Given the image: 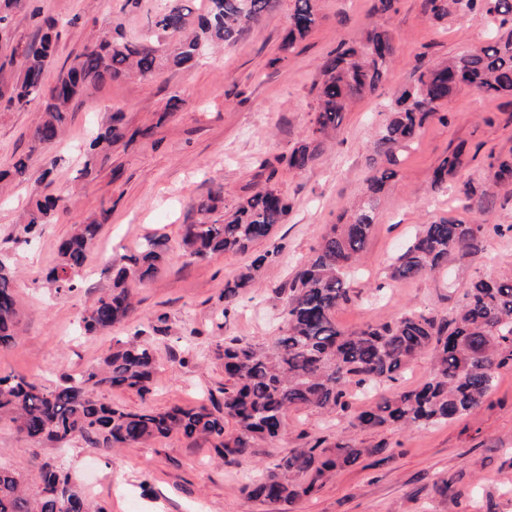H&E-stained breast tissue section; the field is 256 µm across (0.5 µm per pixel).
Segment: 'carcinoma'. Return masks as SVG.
Here are the masks:
<instances>
[{
  "instance_id": "obj_1",
  "label": "carcinoma",
  "mask_w": 512,
  "mask_h": 512,
  "mask_svg": "<svg viewBox=\"0 0 512 512\" xmlns=\"http://www.w3.org/2000/svg\"><path fill=\"white\" fill-rule=\"evenodd\" d=\"M318 0H291L288 33L276 61L288 59L297 41L317 22ZM276 0H207L198 16L199 32L186 34L196 12V0H164L151 21L157 37L175 41L172 53L162 56L148 43H133L123 34L101 37L74 57L55 81L46 83L47 69L58 42L56 22L42 19L39 38L13 42L7 65L17 71L12 80H0V102L16 109L43 101L31 131L34 144L46 147L62 135L73 102L89 86L135 78L152 80L166 68L190 69L205 49L230 45L255 27L275 8ZM484 11L512 22V0H424V13L434 22L453 11ZM395 55V38L373 25L357 42H343L320 66L318 106L312 119L314 139L303 142L288 156V167L305 170L324 140L336 135L349 103L375 91L383 82ZM461 85L477 93L512 95V28L492 36L479 49L465 51L447 63L420 72L391 105L386 122L371 144L372 174L365 202L346 222L334 224L321 237L313 254L301 263L288 283L284 314L286 327L272 350L238 340L224 343V401L212 409L173 406L162 412H131L103 402L101 389L122 388L142 396L151 393L157 373L154 350L143 331L118 339L100 367L78 378H66L47 387L24 376L0 375V419H8L26 438L65 445L80 436L110 453L125 445L179 434L187 440L212 441L214 452L226 464H239L257 454L260 443L280 441L287 432L288 414L305 408L323 415L352 412L357 431L411 428L445 423L481 407L497 370L512 362V273L496 280L473 279L464 285V303L448 320L423 312H406L390 321L345 330L336 324V310L357 294L348 283L347 269L362 258L372 232L380 198L396 177L397 151L412 143L424 125ZM125 137L122 118L114 116L93 138V148L110 147ZM471 162L459 145L442 157L433 171L431 189L448 192V179ZM493 184L465 189L462 208L485 214L497 189L512 187V155L492 158ZM29 176V158L20 157L0 170V182H23ZM224 204V185L217 184L199 202V218L183 225L182 245L192 258L203 261L228 250L246 252L271 235L287 215L290 204L272 187L240 198L230 216L211 219ZM58 199H36L22 229L23 241L36 228L52 222ZM100 224H80L58 246V262L47 281L59 293L79 285L87 252ZM485 224L477 219L441 217L425 224L392 264L391 277L413 280L435 274L448 265L452 254L476 256L481 252ZM161 237L145 240L140 249L112 267V285L86 310L83 330L103 333L126 320L135 310L127 282L157 276L165 262ZM276 247L254 257L247 271L224 283V310L235 307L249 287L254 272L279 261ZM19 312L12 288V272L0 261V348L17 337ZM432 354L431 373L421 385L391 390L401 372L422 353ZM358 392L375 394L360 411H351L349 398ZM234 429L226 431V420ZM383 443L360 448L351 438L329 444L308 441L279 455L266 471L243 485L247 498L287 512L302 498L318 491L337 470L358 463L364 455L386 452ZM30 496L21 475L0 468V512H104L92 509L87 496L72 484L70 474L47 464L36 478Z\"/></svg>"
}]
</instances>
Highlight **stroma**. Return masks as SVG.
I'll list each match as a JSON object with an SVG mask.
<instances>
[{"label":"stroma","mask_w":512,"mask_h":512,"mask_svg":"<svg viewBox=\"0 0 512 512\" xmlns=\"http://www.w3.org/2000/svg\"><path fill=\"white\" fill-rule=\"evenodd\" d=\"M157 3L142 0L140 7L128 8L124 0H31L30 8L13 13L11 27L16 37L35 36L34 6L57 20L58 50L47 72L52 81L94 37L119 31L131 40L148 38L147 16ZM422 3L398 0L396 12L384 17L397 48L386 80L349 107L339 137L324 142L303 172L289 169L283 159L311 136L319 66L340 42L362 39L375 20L374 0H319L315 27L283 62L276 59L277 48L288 31L291 0H279L260 25L191 70L167 69L151 81H112L84 91L63 137L45 153L31 154L28 180L0 197V260L12 268L20 309L18 340L0 349V374L56 385L97 368L115 340L143 329L158 357L155 387L144 397L105 389L99 393L103 401L130 411L222 402L225 341L269 346L281 336L283 289L321 236L363 198L371 142L391 101L418 71L485 45L494 32L482 13L431 21ZM174 94L182 105L170 113L166 102ZM41 110L37 101L21 111L0 106V169L30 154V131ZM441 110L447 121L429 122L398 153L397 175L350 279L359 297L336 312L341 328L385 322L409 310L449 318L462 305L467 282L512 271V237L490 233L479 256L455 257L439 274L410 281L390 277L391 264L423 224L458 213L466 184L491 181L490 155L512 153L511 96L491 98L463 87ZM115 113L123 117L125 138L108 151H91L93 130ZM146 128L152 136H143ZM461 142L472 156L469 167L449 179L447 194L433 193V168ZM266 165L276 167L273 184L290 203L272 235L247 253L230 250L205 262L186 255L182 228L194 218L191 203L220 183L224 206L232 208L254 192ZM45 194L59 200L55 222L42 226L30 243L18 242L31 200ZM95 220L101 223L99 237L79 288L56 294L46 274L57 263L60 240L74 225ZM154 234L166 241V261L153 280L132 283L133 315L107 332L83 334L81 319L110 286L111 266ZM277 246L281 260L256 272L235 309L225 311V281L245 271L254 255ZM287 430L271 455L240 468L224 464L210 443L179 435L108 454L80 437L62 447L33 441L2 420L0 466L32 476L46 464L68 469L105 512H273L246 499L244 469L269 466L272 454L305 438L351 434L366 450L381 442L388 449L339 471L294 512H512L505 493L512 487L510 365L497 373L483 407L445 424L354 433L348 415L294 410ZM444 480L451 490L443 498L435 488Z\"/></svg>","instance_id":"1"}]
</instances>
